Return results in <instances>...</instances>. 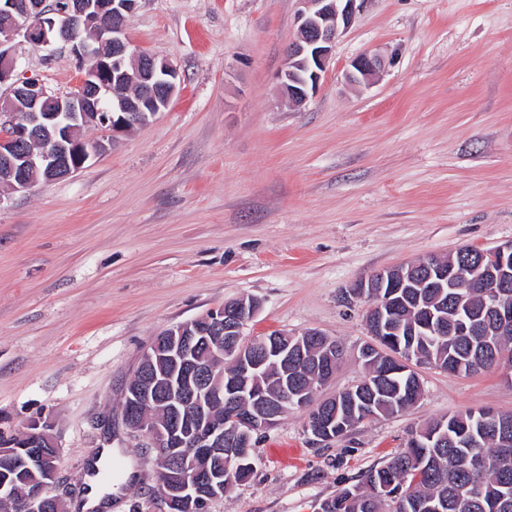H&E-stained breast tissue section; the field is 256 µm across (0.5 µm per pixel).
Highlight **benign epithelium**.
Segmentation results:
<instances>
[{"label": "benign epithelium", "instance_id": "1", "mask_svg": "<svg viewBox=\"0 0 512 512\" xmlns=\"http://www.w3.org/2000/svg\"><path fill=\"white\" fill-rule=\"evenodd\" d=\"M297 33L285 48L287 65L279 76L281 95L301 105L319 87L332 57L337 39L352 25L359 0H299ZM138 0H66L59 9L45 10L40 0H0V85L11 80L17 60L12 43L21 38L34 46L63 42L83 65L77 87L61 95L39 80L10 85L0 98V113L8 116L9 131L0 133V183L15 192L31 186L33 172L46 181L64 179L81 170L93 154L106 144L87 146L78 136L83 126H97L112 133L149 123L163 112V105L177 90V70L166 59L130 50L125 22ZM384 67L377 54L363 53L350 61L346 78L352 84H368ZM137 85L142 97L132 101L124 87ZM120 103L119 120L108 116L110 101ZM470 284L491 302L494 328L482 332V349L490 362L506 365L512 359L496 350L495 337L512 333V242L502 245L470 263ZM453 262L433 259L412 261L362 277L345 292L344 299L366 298L370 305L366 325L372 341L360 349L368 359L384 352L380 337L399 335L400 329L384 325L392 319L393 297L404 288H454L463 274ZM258 304L230 299L205 314L164 330L163 342H152L140 356L136 374L140 383L128 382L123 414L130 431L148 439L155 454L156 482L153 501L158 512H200L201 506L224 495V469L209 466L215 456L239 461L242 448H253L254 434L273 427L284 416L286 405L308 409L307 431L316 440L336 431L334 398H321L323 384L333 375L314 377L306 388L295 379L281 382L280 402L271 403L264 393L248 388L250 377L288 358L304 357L311 342L320 344L321 357L336 370V341L311 330L288 349L277 341L263 344V351L238 362V376L224 384V373H216L224 357L234 353L243 340L244 329L253 320ZM484 310L469 309L455 323L456 335L474 336ZM224 405L231 426L206 419L212 406ZM162 408L166 421L157 424L151 416ZM482 422L501 428V458L509 459L512 437L503 414L483 411ZM0 446L14 449V467L0 476V512H67L72 490L56 493L61 484L59 446L50 423L33 421L24 431L0 440ZM42 469L44 481L31 493L19 483L26 473Z\"/></svg>", "mask_w": 512, "mask_h": 512}]
</instances>
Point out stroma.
Segmentation results:
<instances>
[{"instance_id":"obj_1","label":"stroma","mask_w":512,"mask_h":512,"mask_svg":"<svg viewBox=\"0 0 512 512\" xmlns=\"http://www.w3.org/2000/svg\"><path fill=\"white\" fill-rule=\"evenodd\" d=\"M298 0H140L134 48L169 60L181 88L147 125L83 169L0 190V435L50 421L68 486L111 447V512H155L153 454L122 391L163 329L225 300L256 299L246 339L316 329L344 357L324 395L364 375L360 277L429 255L512 241V0H364L300 106L278 91ZM380 77L345 78L364 52ZM17 80L71 92L68 46L15 40ZM418 373L419 403L313 443L296 409L255 438L251 478L208 512H318L455 412L512 414L492 368Z\"/></svg>"}]
</instances>
